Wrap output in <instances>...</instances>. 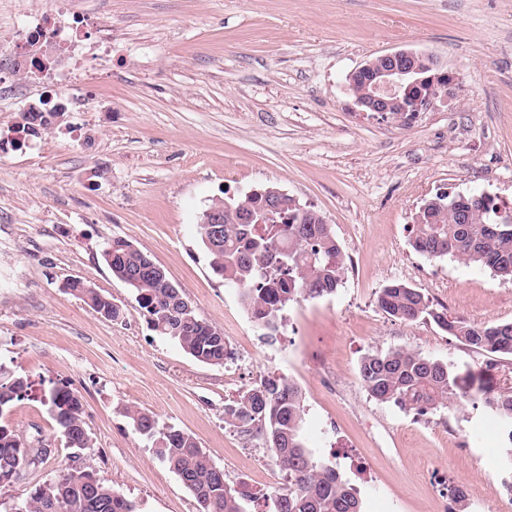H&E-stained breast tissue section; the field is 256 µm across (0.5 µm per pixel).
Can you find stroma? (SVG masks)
<instances>
[{
  "mask_svg": "<svg viewBox=\"0 0 512 512\" xmlns=\"http://www.w3.org/2000/svg\"><path fill=\"white\" fill-rule=\"evenodd\" d=\"M51 12L78 37L41 45L58 54L42 75L27 33ZM400 49L456 77L407 127L361 111L349 86L358 66ZM0 84V372L29 383L0 424L52 450L0 485V512L67 469L137 512H196L129 407L192 434L231 484L286 486L263 440L224 423L225 402L271 373L301 387L307 443L359 490L363 512H436L441 472L474 490L449 512H496L502 443L484 409L406 414L371 399L358 369L406 347L501 377L434 322L389 317L377 295L401 282L468 323L512 322V283L409 244L437 192L512 207V0H0ZM60 89L63 115L12 147L22 113ZM270 185L321 213L345 255L336 293L290 304L275 341L212 273L199 233L212 199ZM117 237L165 269L234 361L201 363L151 330L103 260ZM74 277L124 317L69 294ZM62 386L82 398L91 450L55 429L48 398Z\"/></svg>",
  "mask_w": 512,
  "mask_h": 512,
  "instance_id": "stroma-1",
  "label": "stroma"
}]
</instances>
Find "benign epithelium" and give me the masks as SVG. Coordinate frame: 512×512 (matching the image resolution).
Instances as JSON below:
<instances>
[{
    "label": "benign epithelium",
    "mask_w": 512,
    "mask_h": 512,
    "mask_svg": "<svg viewBox=\"0 0 512 512\" xmlns=\"http://www.w3.org/2000/svg\"><path fill=\"white\" fill-rule=\"evenodd\" d=\"M384 65L376 67L368 62L358 70L369 74L371 91L356 104L364 112L384 114L392 100L405 99L412 103L415 111L427 108L434 98L433 89L437 86L451 89L453 76L430 64L422 65L423 54L414 50L401 49L381 55ZM432 74H427V71ZM202 223L210 225L211 236L220 237V224L224 223V213L216 208L203 212Z\"/></svg>",
    "instance_id": "obj_1"
}]
</instances>
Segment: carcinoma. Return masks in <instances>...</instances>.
Listing matches in <instances>:
<instances>
[{
    "instance_id": "cac0c4a2",
    "label": "carcinoma",
    "mask_w": 512,
    "mask_h": 512,
    "mask_svg": "<svg viewBox=\"0 0 512 512\" xmlns=\"http://www.w3.org/2000/svg\"><path fill=\"white\" fill-rule=\"evenodd\" d=\"M440 205L421 207L413 217L412 248L428 259L450 258L489 270L512 281V223H503L504 209L490 196L444 194ZM224 207V234L216 248L204 244L210 268L239 288L242 300L264 335L275 339L282 312L299 300L336 293L345 267L340 246L324 217L313 209L278 211L260 195L217 199ZM103 259L118 279L128 278L139 307L153 331L174 340L199 362L221 366L233 357L224 334L198 318L182 291L148 255L122 239L108 244ZM67 287L73 296L101 317L117 321L122 308L81 278ZM378 307L403 322L431 319L466 346L495 357L489 367L512 366V322L471 325L432 306L419 290L403 283L381 289ZM367 394L404 413H424L461 401L480 403L505 430L512 431V376L497 385L480 384L471 369L418 352L395 348L368 354L359 365ZM29 384L22 376L0 380V415L23 397ZM53 419L67 445L91 448L81 397L56 388L49 397ZM134 430L153 440L159 455L194 496L196 512H362L357 489L336 468L322 463L303 442L305 408L301 389L282 376H267L224 406V422L244 436H259L288 475V485L257 495L230 484L224 469L196 439L173 426L159 428L155 417L127 410ZM42 440L26 442L0 425V483L19 478L43 462ZM21 512H136L135 504L90 474L67 472L37 486Z\"/></svg>"
}]
</instances>
